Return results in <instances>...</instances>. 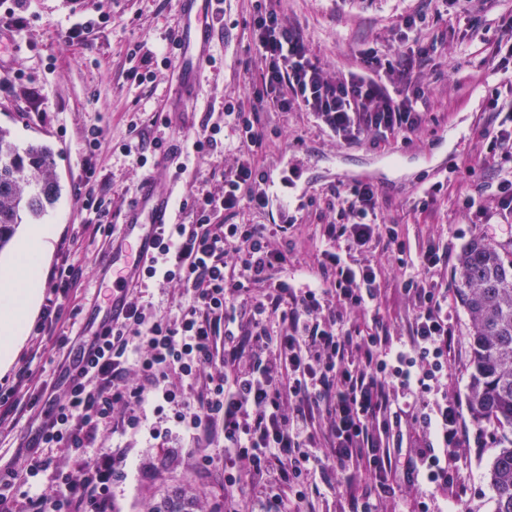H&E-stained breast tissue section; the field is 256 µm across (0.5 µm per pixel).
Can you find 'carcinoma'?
<instances>
[{
	"instance_id": "carcinoma-1",
	"label": "carcinoma",
	"mask_w": 512,
	"mask_h": 512,
	"mask_svg": "<svg viewBox=\"0 0 512 512\" xmlns=\"http://www.w3.org/2000/svg\"><path fill=\"white\" fill-rule=\"evenodd\" d=\"M60 194L54 150L19 146L0 128V252L23 219L42 223ZM457 299L469 316V402L476 423L498 431L487 471L493 512H512V248L474 239L456 259ZM146 512H223L218 501L174 488L152 496Z\"/></svg>"
}]
</instances>
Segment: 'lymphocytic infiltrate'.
I'll return each instance as SVG.
<instances>
[{"label": "lymphocytic infiltrate", "instance_id": "1", "mask_svg": "<svg viewBox=\"0 0 512 512\" xmlns=\"http://www.w3.org/2000/svg\"><path fill=\"white\" fill-rule=\"evenodd\" d=\"M255 51L266 61L250 85L253 106L224 108L223 125L204 128L190 151L213 155L222 126L238 153L214 191L190 190L182 202L190 223L169 225L138 283L176 284L184 299L177 315L153 312L129 295L124 319L95 332L79 351V369L65 367L64 399L42 405L19 398L38 381L26 359L8 387L0 386V428L32 409L40 419L17 468L0 471V512H114L123 478V448H100L107 431H136L143 406L162 400L173 425L197 444L193 469L221 468L224 512H321L324 486L352 485L340 512H383L402 486L418 494L408 512H444L457 487L455 459L470 442L462 405L452 392L454 315L448 300V246L429 237L411 248L397 225L378 218L379 192L369 181L334 193L345 224H323V246L308 273L292 268L288 225L239 224L245 209L269 207L259 185L258 158L267 139L261 105L306 112L342 143L413 135L425 123L424 90L412 77L429 46L414 41L391 57L360 53L362 70L328 75L300 30L254 0ZM486 91L492 129L478 143L495 163L493 206L464 194L462 205L485 224L512 220V68L500 63ZM77 193L92 232L112 236L105 192L90 179ZM80 237L65 240L47 274L48 293L38 335L73 317L84 269L75 256ZM402 272L400 291L412 307L392 338L379 312L385 265ZM366 311V334L348 326ZM224 446L223 461L204 448ZM66 452L67 461L58 459ZM51 473V498L21 493L28 478Z\"/></svg>", "mask_w": 512, "mask_h": 512}]
</instances>
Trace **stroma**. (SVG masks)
<instances>
[{
	"mask_svg": "<svg viewBox=\"0 0 512 512\" xmlns=\"http://www.w3.org/2000/svg\"><path fill=\"white\" fill-rule=\"evenodd\" d=\"M285 21L298 24L312 51L329 73L357 69L359 52L368 47L393 54L401 47L398 23L421 11L432 12L427 0H281ZM253 0H224V31L214 43L215 65L206 66L196 90L197 108L192 112H166L172 94L171 68L154 61V77L139 81L144 68L140 58L130 56L133 47L160 53L177 24L175 0H28V24L20 31H0V127L10 130L18 144L40 141L50 145L57 160L61 195L45 218L56 225L58 237L79 236L83 249L78 256L85 270V283L78 293L79 311L73 323L56 329L54 335H28L17 360L37 354L39 376L44 382L58 378L70 352L87 340L96 317L106 305L97 299L101 278L98 268L111 250L112 240L92 235L85 224L75 186L83 176L80 132L95 125L101 128L100 147L92 159L94 177L108 186L113 224L125 221L138 183L155 172L167 171L160 188L184 199L189 183L211 190L215 175L234 158L224 152L200 160L187 158V170L177 174L176 165L157 158L155 165L139 168L120 150L130 141V122L140 130L177 143L199 135L203 121L221 124V140H232L224 127V105L247 102V85L258 79L264 66L251 41ZM103 21L81 39L70 40L68 32L89 16ZM512 20V0H496L478 29L465 39L450 34L446 24L426 23L421 39L434 45L429 65L420 77L426 92L427 122L412 142L388 137L380 143L363 140L341 144L322 132L306 113H270V136L260 161L264 169L283 157L291 165L285 177L302 188L294 200L292 221L297 226L293 265L311 261L321 242L315 235L319 224L339 221L328 201L336 187L337 169L372 178L379 190L380 213L386 223L397 225L411 246L427 237L447 242L451 255L476 238L500 245L512 244V236L501 225L477 224L472 214L458 208L457 170L470 165L484 170L485 160L475 148L456 156L451 134L464 130L467 136L486 127L481 77L498 62L497 46L511 35L505 30ZM447 181L448 193L433 214L415 210L414 203L424 187ZM145 430L136 434L106 433L110 448L129 451L122 467L126 478L115 488L116 512H143V505L158 491L176 485L188 492L213 499L224 494L219 477H204L191 469L195 446L188 436L165 433L166 423L154 403L144 406ZM160 435H152L151 427ZM496 442L463 451L460 476L463 485L457 512H492V493L486 472L496 452ZM150 467L151 477L141 474Z\"/></svg>",
	"mask_w": 512,
	"mask_h": 512,
	"instance_id": "obj_1",
	"label": "stroma"
}]
</instances>
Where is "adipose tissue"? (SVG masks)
<instances>
[{"instance_id":"obj_1","label":"adipose tissue","mask_w":512,"mask_h":512,"mask_svg":"<svg viewBox=\"0 0 512 512\" xmlns=\"http://www.w3.org/2000/svg\"><path fill=\"white\" fill-rule=\"evenodd\" d=\"M55 231V225H37L33 246L0 274V371L10 368L26 339L41 297L38 271L51 250Z\"/></svg>"}]
</instances>
